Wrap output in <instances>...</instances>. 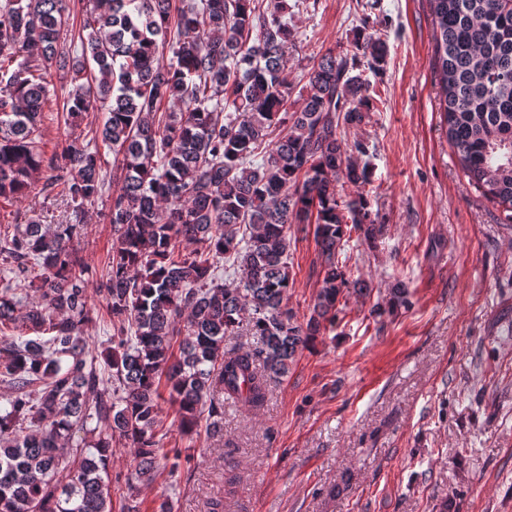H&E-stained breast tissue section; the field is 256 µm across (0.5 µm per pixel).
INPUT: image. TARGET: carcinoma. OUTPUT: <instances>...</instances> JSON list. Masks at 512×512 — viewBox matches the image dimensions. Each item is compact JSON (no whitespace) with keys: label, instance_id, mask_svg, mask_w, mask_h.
Masks as SVG:
<instances>
[{"label":"carcinoma","instance_id":"carcinoma-1","mask_svg":"<svg viewBox=\"0 0 512 512\" xmlns=\"http://www.w3.org/2000/svg\"><path fill=\"white\" fill-rule=\"evenodd\" d=\"M439 109L460 166L512 220V0H429ZM64 0L0 3V201L25 197L33 174L74 211L105 190L99 141L121 158L108 219L112 247L96 293L112 334L108 378L82 326L86 270L81 224L51 229L32 215L0 234V269L38 282L23 305L0 280V512H112V448H132L126 484L179 473L182 449L156 439L163 394L177 428L223 431L224 401L264 404L298 352L336 324L344 291L359 287L338 256L353 231L380 232L367 195L366 154L344 147L374 108L361 59L380 66L381 37L358 30L350 55L328 51L308 72L301 105L285 76L287 0H97L78 33L81 86L63 105L69 134L51 157L38 146L52 70L65 69ZM171 56L164 57V50ZM103 112L94 136L76 134ZM285 133L272 138L277 127ZM312 224L321 288L309 318L287 307L288 225ZM195 248L176 254L180 244ZM240 273V284L219 271ZM34 333L23 338L21 330ZM243 331L247 350L224 349ZM97 426L89 427L90 421ZM94 439L68 447L73 433Z\"/></svg>","mask_w":512,"mask_h":512}]
</instances>
